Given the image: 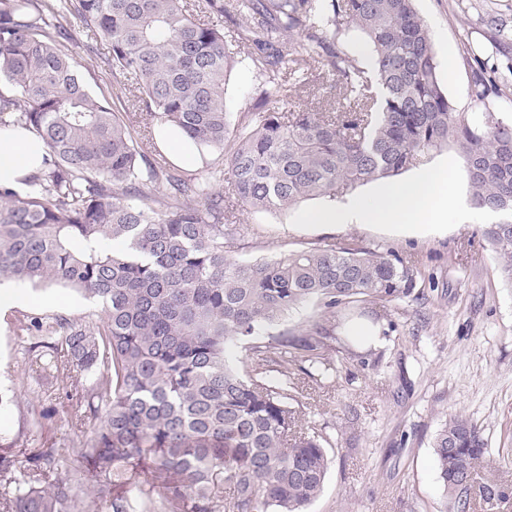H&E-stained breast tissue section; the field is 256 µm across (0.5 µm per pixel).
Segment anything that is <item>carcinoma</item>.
<instances>
[{
	"label": "carcinoma",
	"mask_w": 512,
	"mask_h": 512,
	"mask_svg": "<svg viewBox=\"0 0 512 512\" xmlns=\"http://www.w3.org/2000/svg\"><path fill=\"white\" fill-rule=\"evenodd\" d=\"M67 15L106 46L117 99L139 92L149 116L226 161L230 196L148 159L83 84L63 44ZM350 26L371 45L373 68L346 50ZM238 61L263 83L235 125L225 86ZM437 68L413 0H0V82L14 89L0 95V127L25 126L47 147L28 191L0 188V278L101 305L91 321L14 319L25 365L78 395L71 425L91 434L0 455V512H220L219 478L229 512H306L329 459L320 436L297 430L295 373L330 378L335 337L318 322L253 337L314 300L332 314L420 300L421 272L354 242L239 261L235 211L342 202L452 145L471 205L495 215L482 236L512 285V117L456 111ZM317 69L336 77L339 97L280 110L284 77L307 85ZM472 92L488 97L482 62ZM244 341L242 371L231 360ZM433 448L447 512H472L466 471L486 458L481 430L454 415Z\"/></svg>",
	"instance_id": "1"
}]
</instances>
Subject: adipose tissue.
Here are the masks:
<instances>
[{
  "label": "adipose tissue",
  "instance_id": "1",
  "mask_svg": "<svg viewBox=\"0 0 512 512\" xmlns=\"http://www.w3.org/2000/svg\"><path fill=\"white\" fill-rule=\"evenodd\" d=\"M45 153V145L32 132L0 131V186L22 187ZM454 169L448 163L421 170L410 179L384 183L373 198L309 211L305 221L327 226L400 225L413 233L440 226L449 208L464 206L454 188Z\"/></svg>",
  "mask_w": 512,
  "mask_h": 512
}]
</instances>
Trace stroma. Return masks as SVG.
Masks as SVG:
<instances>
[{"mask_svg":"<svg viewBox=\"0 0 512 512\" xmlns=\"http://www.w3.org/2000/svg\"><path fill=\"white\" fill-rule=\"evenodd\" d=\"M429 29L437 75L457 111L472 112L473 60L512 96V0H415ZM66 46L88 91L111 99L116 78L107 49L87 51L85 29L71 27ZM260 84L255 73L235 67L227 106L239 119ZM306 200L278 214L243 212L241 261L272 259L291 250L350 240L377 253L396 251L422 272L425 300L385 306L360 305L337 315L306 304L278 324L262 328L259 341L312 322L336 338L332 379L301 378L304 420L323 439L330 463L320 496L308 512H444L432 440L442 423L460 414L476 424L487 444L477 483L496 484L490 501L476 498L474 512H512V287L498 277L495 254L481 238L487 216L449 210L447 227L410 235L382 226L324 228L302 221L323 207ZM363 321L376 328L378 346L361 347L348 328ZM23 363V348L10 323H0V388L38 382ZM54 417L32 423L27 397L0 409V454L24 448H64L74 432L69 418L80 401L54 393Z\"/></svg>","mask_w":512,"mask_h":512,"instance_id":"obj_1","label":"stroma"}]
</instances>
